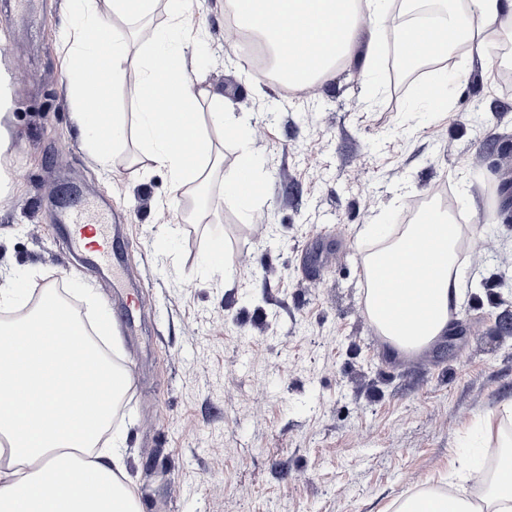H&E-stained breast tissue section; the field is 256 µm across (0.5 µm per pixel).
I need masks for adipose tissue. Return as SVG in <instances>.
<instances>
[{"instance_id":"1","label":"adipose tissue","mask_w":512,"mask_h":512,"mask_svg":"<svg viewBox=\"0 0 512 512\" xmlns=\"http://www.w3.org/2000/svg\"><path fill=\"white\" fill-rule=\"evenodd\" d=\"M158 2L72 0L59 40L71 59V117L78 132L92 133L94 152L109 158L110 148L91 118L104 115L110 130L120 128L111 89L127 80L138 104V142L154 166L168 171L177 191L202 184L216 158L200 120L207 94L185 68L191 22L177 14L168 29L153 27L148 19ZM225 10L241 29L264 40L280 81L291 86L334 77L365 22L396 28L397 55L413 66L423 60L421 41L437 34L443 37L437 56L465 43L493 62L501 43L512 41V0H470L465 13L448 5L414 24L390 14L387 0H225ZM108 14L135 19L130 38L116 33L108 42L98 40ZM130 39L140 46L131 74L122 67ZM106 46L112 64L103 67L99 57ZM378 240V248L363 259L368 315L392 354L421 353L448 335L451 311L463 296L455 254L458 227L437 213L431 222L404 225L396 237ZM401 252L430 272V285L416 287L405 276L383 283L385 267ZM52 313L67 323L66 336L55 340L45 334ZM82 336L78 322L51 296L37 304L33 316L0 324V512H141L125 481L120 444L105 436L130 375L102 363L92 345H79ZM64 392L79 395L80 403L62 407ZM501 445L507 453L484 504L423 489L401 502L397 512H512V438H503Z\"/></svg>"}]
</instances>
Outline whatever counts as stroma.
Listing matches in <instances>:
<instances>
[{
    "label": "stroma",
    "instance_id": "1",
    "mask_svg": "<svg viewBox=\"0 0 512 512\" xmlns=\"http://www.w3.org/2000/svg\"><path fill=\"white\" fill-rule=\"evenodd\" d=\"M203 26L186 56L197 88L249 112L246 141L208 134L222 161L202 190L173 191L138 148L136 106L114 99L125 136L100 163L71 121L57 33L69 0L0 6V68L12 73L10 180L0 192V266L33 306L61 282L75 316L131 386L110 433L144 512H394L404 498L494 475L480 444L512 435V91L470 51L404 80L395 52L366 70L369 25L335 77L285 90L227 47L224 0H160L165 29ZM448 73V106L416 91ZM249 154L250 206L225 185ZM452 185L464 287L449 339L391 356L365 309L360 235ZM118 225L124 287L72 248L60 185ZM141 288L134 326L116 309Z\"/></svg>",
    "mask_w": 512,
    "mask_h": 512
}]
</instances>
